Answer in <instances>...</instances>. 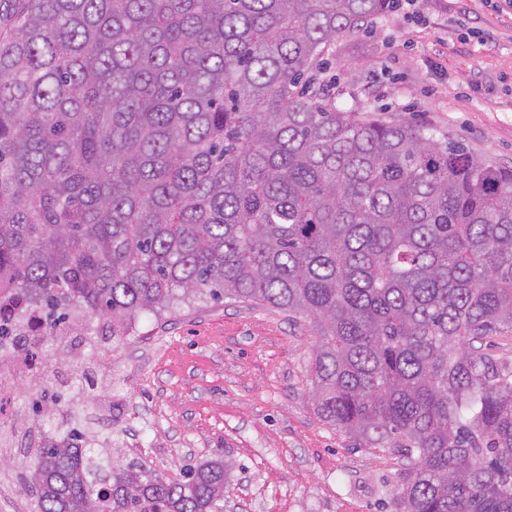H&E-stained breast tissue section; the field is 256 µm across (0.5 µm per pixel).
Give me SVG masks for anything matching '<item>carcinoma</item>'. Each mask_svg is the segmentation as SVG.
<instances>
[{
	"instance_id": "cac0c4a2",
	"label": "carcinoma",
	"mask_w": 512,
	"mask_h": 512,
	"mask_svg": "<svg viewBox=\"0 0 512 512\" xmlns=\"http://www.w3.org/2000/svg\"><path fill=\"white\" fill-rule=\"evenodd\" d=\"M393 0H0V347L193 298L308 320L321 418L402 455L392 512H512V167L310 96ZM23 310H18V307ZM39 512H223L77 429L33 448ZM483 352L498 362L512 364V330L504 328L483 340Z\"/></svg>"
}]
</instances>
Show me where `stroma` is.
Listing matches in <instances>:
<instances>
[{
  "mask_svg": "<svg viewBox=\"0 0 512 512\" xmlns=\"http://www.w3.org/2000/svg\"><path fill=\"white\" fill-rule=\"evenodd\" d=\"M309 90L387 120L428 125L512 167V0H416L340 35ZM99 317L45 337L44 375L29 390L10 375L0 432L42 416L38 395H57L49 424L63 438L92 406L108 418L112 453L139 457L170 479L214 458L228 462L224 512H390L406 461L358 444L312 399L317 336L287 311L234 299L180 302L138 315L120 344ZM90 368L91 392L79 373ZM26 446L0 447V512H37L23 490Z\"/></svg>",
  "mask_w": 512,
  "mask_h": 512,
  "instance_id": "35a3bbf8",
  "label": "stroma"
}]
</instances>
